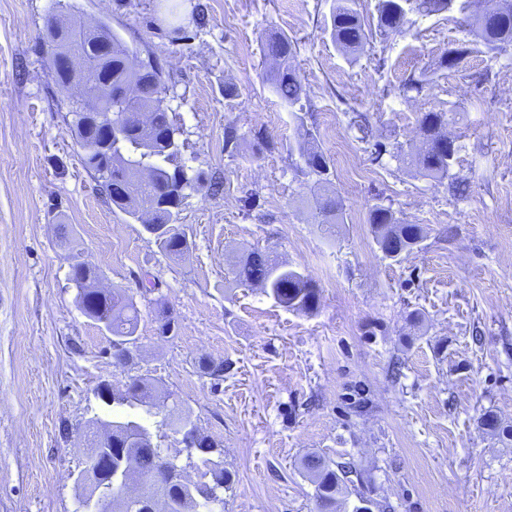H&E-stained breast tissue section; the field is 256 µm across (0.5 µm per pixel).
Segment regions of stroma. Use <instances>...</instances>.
<instances>
[{"instance_id": "35a3bbf8", "label": "stroma", "mask_w": 512, "mask_h": 512, "mask_svg": "<svg viewBox=\"0 0 512 512\" xmlns=\"http://www.w3.org/2000/svg\"><path fill=\"white\" fill-rule=\"evenodd\" d=\"M208 7L197 25L193 6ZM332 0H0V512H74L93 443L101 381L143 377L190 411L232 476L224 512H317L300 468L310 453L353 461L339 498L353 512H512V441L481 434L485 409L512 423V48L459 67L438 61L469 41L458 14L412 15L405 34L372 35L343 55L324 30ZM105 21L167 81L201 185L178 221L188 252L170 259L117 209L81 162L70 91L52 79L51 12ZM297 43L309 121L331 158L344 223L319 224L317 193L296 176L291 110L266 81L267 32ZM427 73L422 93H402ZM237 93L226 97L225 86ZM453 115L464 195L416 175L374 143L417 141V119ZM367 119L360 132L357 115ZM243 134L224 148V129ZM273 149L257 151L254 132ZM259 206L247 210L244 196ZM392 206L425 238L386 258L369 210ZM267 248L320 290L317 313L280 307L234 283L232 264ZM133 297L141 318L129 358L80 310L70 266ZM166 305L175 331L158 333ZM419 323H411V313ZM208 362L224 365L217 381Z\"/></svg>"}]
</instances>
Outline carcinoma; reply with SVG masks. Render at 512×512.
<instances>
[{
	"label": "carcinoma",
	"instance_id": "1",
	"mask_svg": "<svg viewBox=\"0 0 512 512\" xmlns=\"http://www.w3.org/2000/svg\"><path fill=\"white\" fill-rule=\"evenodd\" d=\"M458 12L475 36V44L463 43L446 50L438 67L458 66L471 53L497 54L512 46V0H496L495 10L470 12V0H378L377 28L384 36L396 35L409 22V15L423 16ZM330 35L336 47L355 53L367 42L368 32L358 10V0H333L330 10ZM105 38L112 42V57L99 63L94 41ZM50 40H59L78 49L85 57L86 67L79 74H59L55 83L65 89L79 80L103 92L101 111L112 113L120 126V136L105 142L102 130L88 121L83 102L71 103L69 113L84 167L99 180L107 198L120 211L142 224H175L188 191L203 180L200 173L189 174L180 159L178 136L181 129L163 106L166 85L158 63L149 61L137 69L129 65L131 51L105 22L99 23L98 36H87L80 29L79 19L68 18L62 32L48 30ZM264 54L272 60L268 83L273 92L293 108L299 133L295 150L303 160L296 167L302 176L313 181L321 191L318 197L319 223L343 224L345 211L341 200L324 192L331 183V159L319 148L317 131L308 125L303 99L305 89L299 67L295 63L297 47L294 40L280 32L266 35ZM136 95L126 100L130 85ZM128 112L150 114L144 127L126 117ZM448 115L445 112H424L418 119V150L395 147L392 157L400 163L412 162L418 174L439 183H447L456 195L466 192L467 183L455 171L461 145L448 138ZM369 224L376 245L393 244L394 251L411 252L424 239L423 228L406 224L392 206L376 205L369 213ZM161 251L179 257L188 250V241L180 234H171L157 242ZM235 278L242 285L257 286L281 307L289 311L312 313L320 302L319 288L305 273L278 261L272 252L254 249L235 266ZM98 279L95 267L83 262L69 272V280L77 286V300L82 312L93 321L111 329L119 342H135L140 311L133 298L120 290L103 291L93 287ZM151 386L142 379L130 380L125 390L112 393V448L143 477L141 498H128L120 486L112 487L113 512H145L149 502L163 499L171 502L169 512H199L203 501L216 492L211 483V459L198 457L203 466L201 480L192 486L183 485L170 468L163 467L159 453L150 448V432L130 409L148 404ZM164 412L161 425L174 433L193 432L196 425L190 413L164 404L155 405ZM482 433L512 440V425L506 424L494 411H485L478 420ZM301 467L315 485L319 512H336V496L350 481L356 468L351 462L335 464L317 454L302 459Z\"/></svg>",
	"mask_w": 512,
	"mask_h": 512
}]
</instances>
